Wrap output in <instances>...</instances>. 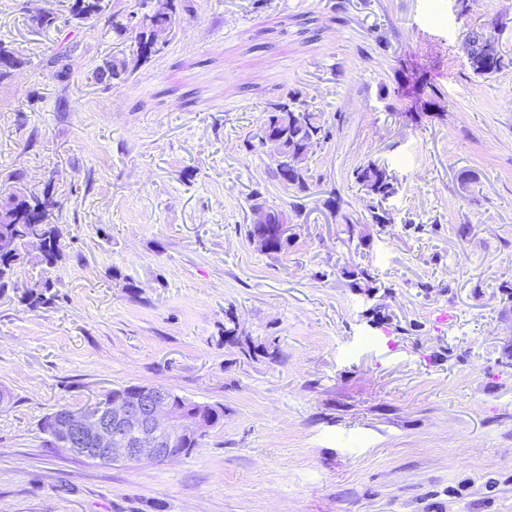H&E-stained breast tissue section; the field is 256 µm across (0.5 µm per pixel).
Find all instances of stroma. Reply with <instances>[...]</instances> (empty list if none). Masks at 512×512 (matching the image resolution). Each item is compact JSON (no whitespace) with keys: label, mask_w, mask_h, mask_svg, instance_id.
Masks as SVG:
<instances>
[{"label":"stroma","mask_w":512,"mask_h":512,"mask_svg":"<svg viewBox=\"0 0 512 512\" xmlns=\"http://www.w3.org/2000/svg\"><path fill=\"white\" fill-rule=\"evenodd\" d=\"M189 4L116 81L93 73L139 0H0V199L53 184L64 248L52 308L20 302L37 266L0 294V512H512V0ZM495 19L510 64L483 78L463 38ZM290 93L332 132L303 194L244 144ZM257 193L281 251L246 238ZM129 385L224 417L164 464L49 447L46 416ZM352 177L354 182L362 187L372 202L376 203L368 206V216L370 219L366 224L390 223V217L381 204L382 201L388 199L396 192V187L393 177L387 172L386 168L370 161L354 169ZM252 224L262 225L266 234L284 237L288 228V217L282 211L273 213L267 208H256L253 211Z\"/></svg>","instance_id":"1"}]
</instances>
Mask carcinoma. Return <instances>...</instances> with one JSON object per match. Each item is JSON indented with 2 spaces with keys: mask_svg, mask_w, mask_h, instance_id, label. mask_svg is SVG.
Segmentation results:
<instances>
[{
  "mask_svg": "<svg viewBox=\"0 0 512 512\" xmlns=\"http://www.w3.org/2000/svg\"><path fill=\"white\" fill-rule=\"evenodd\" d=\"M186 0H170L169 16L163 19L156 18L147 13L141 15L139 20H134L135 13L112 14V32L121 37L127 33L134 35L136 58L139 61H147L154 55L161 53L165 44L156 41L162 30L170 31L175 23L177 11L187 9ZM101 11V0H73L71 12L80 18H91ZM499 26V20L490 23L489 28L482 31H469L465 34L464 44L475 50L478 41L492 40V30ZM509 65L502 53L493 56H479L475 60L472 71L480 76L487 77L489 72H500ZM105 70L114 79H126L133 69L124 58L114 57L106 63ZM264 124L282 137V144L288 152L311 151L320 146L331 137V131L322 121L321 114L309 112L303 108L293 95H288L283 101L274 102L267 112ZM275 176L280 184L295 192L303 193L309 190L307 173L286 172L283 168L275 167ZM354 182L362 187L365 194L372 200L368 206L369 223L388 224L390 217L382 208V201L388 199L396 192L393 177L386 168L370 161L353 170ZM35 195L26 194L21 188L15 189L6 199L0 201V229L13 235L16 241L15 254L4 259L0 257V293L15 286V277L18 271L28 265L37 264L42 267V277L34 283V288L29 290L23 298L25 305L31 310L49 307L55 298L51 293L53 283L48 273L50 268L63 257L59 247V233L54 224L41 225L40 236L49 241L47 259H38L33 253L36 246L31 244L24 225L30 222L34 214Z\"/></svg>",
  "mask_w": 512,
  "mask_h": 512,
  "instance_id": "carcinoma-1",
  "label": "carcinoma"
}]
</instances>
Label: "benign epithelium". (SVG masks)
Returning <instances> with one entry per match:
<instances>
[{
    "mask_svg": "<svg viewBox=\"0 0 512 512\" xmlns=\"http://www.w3.org/2000/svg\"><path fill=\"white\" fill-rule=\"evenodd\" d=\"M252 223L284 237L285 213L257 208ZM49 437L58 448L101 464L172 461L180 454L171 444L179 436H205L210 424L197 414L177 409L170 390L141 385L130 391L103 395L78 409L67 408L48 418Z\"/></svg>",
    "mask_w": 512,
    "mask_h": 512,
    "instance_id": "1",
    "label": "benign epithelium"
}]
</instances>
